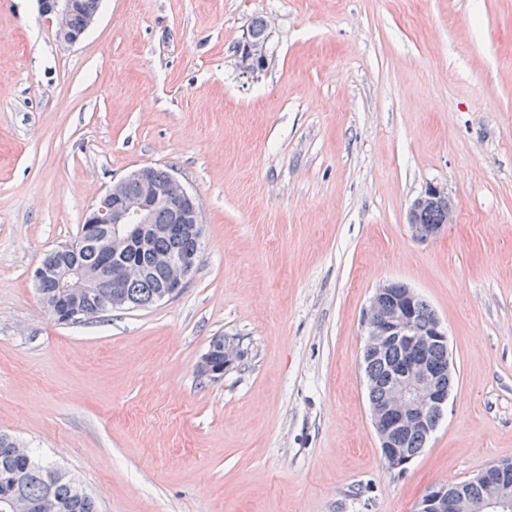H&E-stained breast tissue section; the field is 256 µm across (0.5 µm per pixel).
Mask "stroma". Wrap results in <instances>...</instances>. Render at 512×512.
Returning a JSON list of instances; mask_svg holds the SVG:
<instances>
[{
    "label": "stroma",
    "mask_w": 512,
    "mask_h": 512,
    "mask_svg": "<svg viewBox=\"0 0 512 512\" xmlns=\"http://www.w3.org/2000/svg\"><path fill=\"white\" fill-rule=\"evenodd\" d=\"M143 167L201 205L187 287L55 323L31 270ZM431 183L456 221L421 240ZM388 281L439 317L454 374L401 471L362 368ZM218 335L245 357L210 381ZM0 433L101 512H415L512 459V0H103L74 45L0 0ZM266 25L265 20L262 18L252 22L249 29V37L245 38L238 47L237 65L243 75L254 74L258 71V68L262 69L264 67L261 60L258 62V68L256 64L258 59L267 57L268 38L263 42L251 40L250 38L262 40L267 34ZM431 207H440L445 210L446 217L442 224L441 221L443 219V215L441 211L437 208ZM419 212L420 214H418ZM454 220L455 206L453 200L448 195L447 188L438 184H429L412 202L409 210L408 224H411L416 236H418V234L416 225L414 224L415 222L416 224H422L423 226L432 224L423 235V237L427 238L434 236L439 232L444 224H452Z\"/></svg>",
    "instance_id": "35a3bbf8"
}]
</instances>
